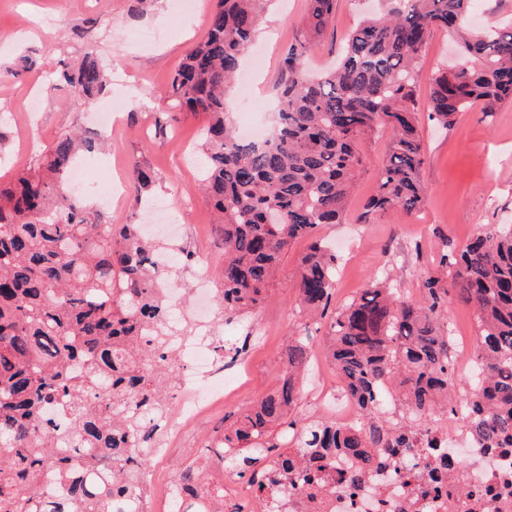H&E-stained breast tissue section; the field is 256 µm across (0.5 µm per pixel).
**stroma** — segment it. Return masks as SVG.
I'll return each instance as SVG.
<instances>
[{
  "instance_id": "35a3bbf8",
  "label": "stroma",
  "mask_w": 512,
  "mask_h": 512,
  "mask_svg": "<svg viewBox=\"0 0 512 512\" xmlns=\"http://www.w3.org/2000/svg\"><path fill=\"white\" fill-rule=\"evenodd\" d=\"M197 9L176 12L173 0H0V66L21 56L33 62L20 78L0 86V182L29 166L65 131L91 132L94 105L75 103L68 87L48 91L47 84L62 62H78L94 52L112 70V83L104 99L125 101L111 142L83 153L82 161L94 166L98 182L113 180L118 190L111 205L100 196L86 195L90 208L102 212L108 224H146L147 202H155L176 217L182 231L180 247L203 252L211 270L224 259L222 234L216 217L200 189L198 147L205 118L182 114L160 126L168 112L165 90L188 50L207 33V21L216 0H197ZM388 0H337L336 17L324 37L304 61L318 73L342 55L347 39L365 18L385 10ZM261 24L253 51L263 65L248 94L232 91V123L256 121L273 127L276 93L273 83L289 44L303 27L308 0H260ZM447 33L435 32L424 47L414 110L426 160L421 171L425 201L412 216L392 212L375 224L352 219L363 200L372 194L375 170L389 152V135L379 132L363 145L366 166L349 203L348 219L327 224L320 232L334 247L354 243L343 255L334 299L344 303L361 295L371 277L389 269L398 288L419 296L424 280L438 266V235L456 247L465 246L477 227L512 224V102L500 105L493 117L474 107L460 113L455 124L440 129L429 118L431 79L462 65ZM150 167L155 182L147 192H137L133 163ZM303 243H294L280 262V270L267 301L254 312L224 319L213 305L214 338L225 348L244 347L247 327H270L271 333L239 367L238 391L224 409L202 419L197 431L223 437L238 412L250 407L279 382L282 353L292 331L306 329L314 344H322V321L306 320L296 302L297 260Z\"/></svg>"
}]
</instances>
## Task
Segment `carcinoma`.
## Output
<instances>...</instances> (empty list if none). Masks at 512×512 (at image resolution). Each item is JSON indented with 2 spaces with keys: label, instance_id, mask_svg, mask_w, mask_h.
I'll return each instance as SVG.
<instances>
[{
  "label": "carcinoma",
  "instance_id": "obj_1",
  "mask_svg": "<svg viewBox=\"0 0 512 512\" xmlns=\"http://www.w3.org/2000/svg\"><path fill=\"white\" fill-rule=\"evenodd\" d=\"M257 2L217 0L168 98L172 108L209 120L201 175L224 224L220 304L233 314L261 307L281 256L305 241L297 301L328 318L326 354L359 417L341 427L296 415L310 336H291L280 385L241 412L213 455L241 477L262 453L277 454L283 473H293L305 467L303 448L311 460L352 454L367 467L381 448L431 447L438 411L457 415L488 448L512 447V226L486 225L458 253L440 238L441 273L424 281L418 299L386 277L331 314L339 260L319 233L342 223L361 141L378 130L390 134V153L359 223L420 210L425 149L411 102L422 50L443 30L469 61L432 81V117L441 127L474 105L490 117L512 100V24L468 30L474 0H392L384 15L352 31L334 68L310 78L302 60L333 21L336 0H308L306 26L281 60L275 130L259 144L227 123L226 95L255 36ZM60 79L88 101L106 89L110 73L88 53ZM92 143L65 131L43 158L0 185V512H132L127 492L150 456L145 448L133 455L129 445L155 432L138 411L159 410L176 378L173 351L145 333L167 328L169 318L156 294L163 273L139 225L103 224L61 191L77 150ZM450 297L476 312L481 371L463 393L452 329L440 321ZM382 385L404 407L398 423L379 409ZM53 407L68 413L67 427L50 416ZM73 456L83 464L73 466ZM176 481L198 490V512H224V491L205 486L197 463L180 465Z\"/></svg>",
  "mask_w": 512,
  "mask_h": 512
}]
</instances>
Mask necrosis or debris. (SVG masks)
Listing matches in <instances>:
<instances>
[{
    "label": "necrosis or debris",
    "instance_id": "4bbe7bcc",
    "mask_svg": "<svg viewBox=\"0 0 512 512\" xmlns=\"http://www.w3.org/2000/svg\"><path fill=\"white\" fill-rule=\"evenodd\" d=\"M195 335L171 336L169 346L189 365L161 408L151 457L180 448L185 434L213 409L233 396L236 367L216 369L214 341L208 329V298L212 277L204 260L193 270ZM328 367L324 354L311 353L310 393L318 412L338 425L350 426L358 416L341 392L323 389L320 378ZM432 448H395L379 457L377 467L360 470L356 458L339 455L325 466L315 489L296 479H283L273 458H266L253 477H239L232 468L209 472L212 484L224 490V512H256L265 497L267 512H512V448H485L475 442L456 417L441 414L433 425ZM461 459L456 470L440 468V459ZM144 512H166L172 502L192 496L161 475L143 478Z\"/></svg>",
    "mask_w": 512,
    "mask_h": 512
}]
</instances>
